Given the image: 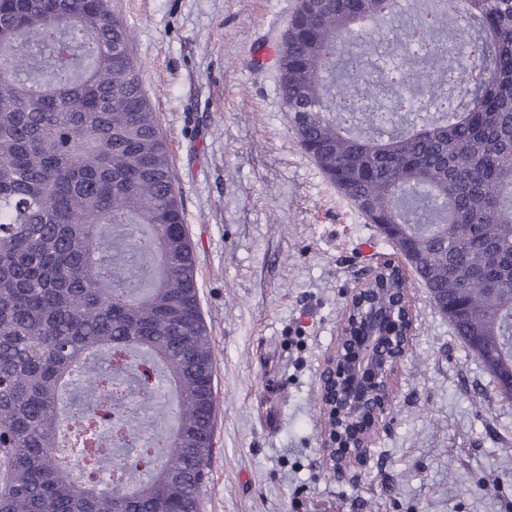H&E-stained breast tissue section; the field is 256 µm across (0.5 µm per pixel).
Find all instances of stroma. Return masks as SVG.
Returning a JSON list of instances; mask_svg holds the SVG:
<instances>
[{"instance_id":"stroma-1","label":"stroma","mask_w":512,"mask_h":512,"mask_svg":"<svg viewBox=\"0 0 512 512\" xmlns=\"http://www.w3.org/2000/svg\"><path fill=\"white\" fill-rule=\"evenodd\" d=\"M300 0H109L180 186L217 411L202 512H512V401L414 285L412 348L362 479L321 462L319 373L395 251L304 153L272 57Z\"/></svg>"}]
</instances>
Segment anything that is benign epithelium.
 <instances>
[{"mask_svg": "<svg viewBox=\"0 0 512 512\" xmlns=\"http://www.w3.org/2000/svg\"><path fill=\"white\" fill-rule=\"evenodd\" d=\"M398 253L370 268L348 295L341 332L320 374L327 430L326 464L339 481L355 483L394 397L393 375L412 345L415 304L411 294L384 307L372 306L375 286L403 277L414 266L408 241L390 224L379 225Z\"/></svg>", "mask_w": 512, "mask_h": 512, "instance_id": "1", "label": "benign epithelium"}]
</instances>
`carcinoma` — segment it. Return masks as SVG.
Returning a JSON list of instances; mask_svg holds the SVG:
<instances>
[{
    "instance_id": "1",
    "label": "carcinoma",
    "mask_w": 512,
    "mask_h": 512,
    "mask_svg": "<svg viewBox=\"0 0 512 512\" xmlns=\"http://www.w3.org/2000/svg\"><path fill=\"white\" fill-rule=\"evenodd\" d=\"M301 0V148L499 387L512 377V0ZM108 0H0V512H201L213 346L166 137ZM398 92L387 108L368 100ZM168 390L174 430L146 439ZM81 443L61 450L63 424ZM91 463L75 483L67 458Z\"/></svg>"
}]
</instances>
